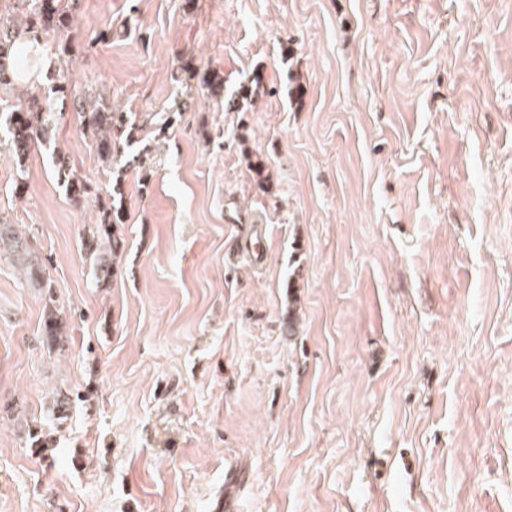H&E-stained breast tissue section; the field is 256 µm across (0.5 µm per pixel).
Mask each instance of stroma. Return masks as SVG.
<instances>
[{"label":"stroma","mask_w":512,"mask_h":512,"mask_svg":"<svg viewBox=\"0 0 512 512\" xmlns=\"http://www.w3.org/2000/svg\"><path fill=\"white\" fill-rule=\"evenodd\" d=\"M69 9L26 70L135 113L148 162L103 166L70 110L0 154L46 282L0 258V512H512V0ZM251 224L265 262L229 260ZM56 170L58 171L59 178L64 176L66 180V190L68 194H72L73 199L79 201L83 197L91 194L90 185L74 177L71 173L70 162L65 155L57 154L56 156ZM103 212L101 223L89 226L83 240L85 250L97 259V280L105 284L116 275L115 259L122 246L115 236L114 227L124 223V214L121 206L114 204Z\"/></svg>","instance_id":"35a3bbf8"}]
</instances>
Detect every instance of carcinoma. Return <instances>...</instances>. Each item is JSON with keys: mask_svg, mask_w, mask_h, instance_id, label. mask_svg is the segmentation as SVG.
<instances>
[{"mask_svg": "<svg viewBox=\"0 0 512 512\" xmlns=\"http://www.w3.org/2000/svg\"><path fill=\"white\" fill-rule=\"evenodd\" d=\"M67 15L65 8L60 6V0H34L33 7L22 13L20 18L0 19V87L9 86L27 94L26 98L14 103L9 97L3 98L5 106L0 108V128L6 127L8 133L5 147L19 165L23 164L33 146L51 142L59 118L50 111V99L39 97L26 82L15 81L10 54L21 36L39 26L59 32L68 31ZM52 93L63 100H69L81 128L91 132L103 163L112 164L116 141L122 139L129 147L137 139L139 125L135 118L126 113L114 112L103 103L92 102L86 95L68 90L66 84L54 85ZM56 170L59 176L65 177L66 190L74 199L79 200L91 194L90 185L71 173L67 157L61 154L56 156ZM122 223V208L112 205L104 210L101 223L89 226L84 236L85 250L97 259V280L104 283L116 275L115 259L121 251V245L115 236L114 227ZM1 245L7 247L12 259L25 269L26 274L35 276L39 287H46L43 277L38 275L39 263L32 258L27 236L19 234L11 224H0ZM51 301L53 298L50 297L45 304L47 313L44 334L54 340L60 335L61 324L56 310L50 306Z\"/></svg>", "mask_w": 512, "mask_h": 512, "instance_id": "obj_1", "label": "carcinoma"}]
</instances>
